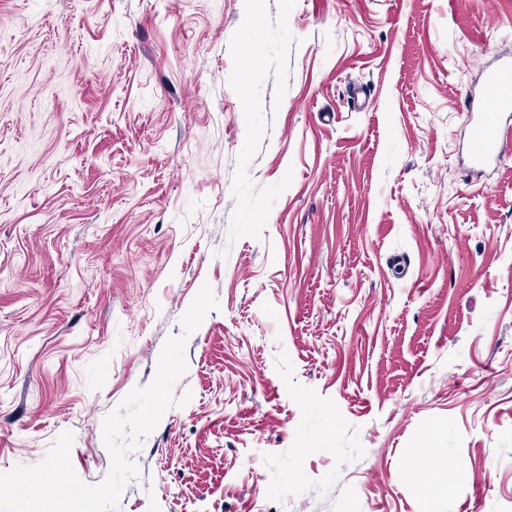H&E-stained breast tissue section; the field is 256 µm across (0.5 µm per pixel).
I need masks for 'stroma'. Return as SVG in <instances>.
<instances>
[{
    "label": "stroma",
    "instance_id": "35a3bbf8",
    "mask_svg": "<svg viewBox=\"0 0 512 512\" xmlns=\"http://www.w3.org/2000/svg\"><path fill=\"white\" fill-rule=\"evenodd\" d=\"M497 55L512 0H0V473L69 431L103 481L207 284L119 512H512ZM465 112L468 155L475 167H486L512 149V60L485 70L480 90L469 97Z\"/></svg>",
    "mask_w": 512,
    "mask_h": 512
}]
</instances>
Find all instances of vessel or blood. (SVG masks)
I'll use <instances>...</instances> for the list:
<instances>
[{
  "label": "vessel or blood",
  "mask_w": 512,
  "mask_h": 512,
  "mask_svg": "<svg viewBox=\"0 0 512 512\" xmlns=\"http://www.w3.org/2000/svg\"><path fill=\"white\" fill-rule=\"evenodd\" d=\"M468 155L471 163L485 167L512 149V60L485 70L478 94L466 107Z\"/></svg>",
  "instance_id": "vessel-or-blood-1"
}]
</instances>
